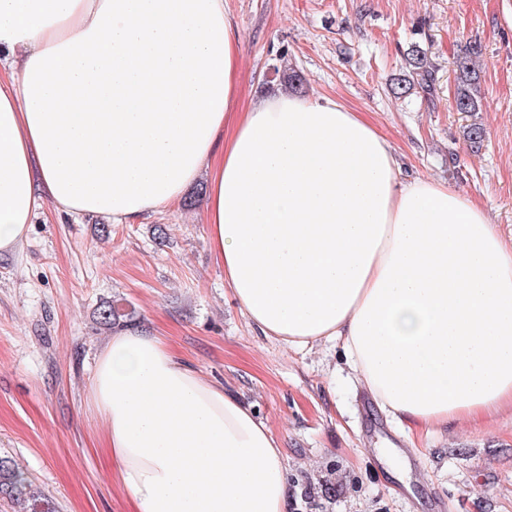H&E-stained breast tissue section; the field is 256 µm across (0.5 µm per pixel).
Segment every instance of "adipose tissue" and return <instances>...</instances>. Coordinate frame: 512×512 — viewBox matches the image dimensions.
Segmentation results:
<instances>
[{"label": "adipose tissue", "mask_w": 512, "mask_h": 512, "mask_svg": "<svg viewBox=\"0 0 512 512\" xmlns=\"http://www.w3.org/2000/svg\"><path fill=\"white\" fill-rule=\"evenodd\" d=\"M0 256L51 209L120 224L203 183L208 245L251 326L341 345L408 426L512 411V240L433 179L402 181L360 112L287 90L225 122L224 0H0ZM137 512H283L265 424L158 335L114 332L92 381Z\"/></svg>", "instance_id": "ef3b65f1"}]
</instances>
